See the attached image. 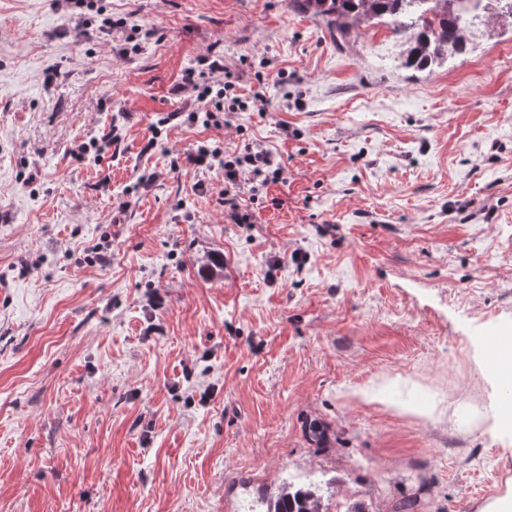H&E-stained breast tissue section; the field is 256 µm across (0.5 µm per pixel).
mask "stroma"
Instances as JSON below:
<instances>
[{
    "label": "stroma",
    "instance_id": "35a3bbf8",
    "mask_svg": "<svg viewBox=\"0 0 512 512\" xmlns=\"http://www.w3.org/2000/svg\"><path fill=\"white\" fill-rule=\"evenodd\" d=\"M72 12L0 0V512H264L290 483L324 512H494L512 18L414 70L411 33L288 0H95L81 35ZM206 55L265 111L177 119ZM209 139L283 157L252 223L184 163Z\"/></svg>",
    "mask_w": 512,
    "mask_h": 512
}]
</instances>
